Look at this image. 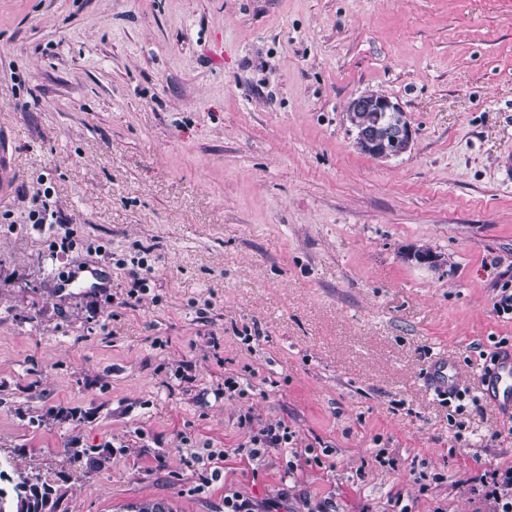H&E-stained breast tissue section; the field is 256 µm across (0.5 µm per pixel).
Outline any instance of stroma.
<instances>
[{"label": "stroma", "instance_id": "35a3bbf8", "mask_svg": "<svg viewBox=\"0 0 512 512\" xmlns=\"http://www.w3.org/2000/svg\"><path fill=\"white\" fill-rule=\"evenodd\" d=\"M368 90L410 121L404 156L355 149ZM2 136L0 458L56 512H224L230 490L494 512L512 407L480 378L512 351V0H0ZM42 190L60 223H31ZM281 419L295 446L247 460ZM15 183V167L10 141L0 140V197L10 195Z\"/></svg>", "mask_w": 512, "mask_h": 512}]
</instances>
